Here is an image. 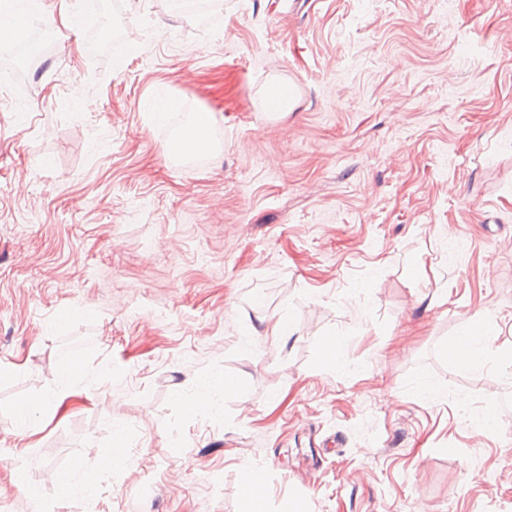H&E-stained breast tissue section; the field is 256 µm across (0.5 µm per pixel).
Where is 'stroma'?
Returning <instances> with one entry per match:
<instances>
[{
	"label": "stroma",
	"instance_id": "35a3bbf8",
	"mask_svg": "<svg viewBox=\"0 0 512 512\" xmlns=\"http://www.w3.org/2000/svg\"><path fill=\"white\" fill-rule=\"evenodd\" d=\"M222 3L18 25L54 39L0 95V512H32L21 472L47 512H247L246 467L265 512H512V425L478 427L512 405V0ZM275 81L300 88L280 117ZM198 112L211 149L172 162ZM478 319L476 371L444 348ZM214 374L234 387L187 408ZM69 471L93 499L52 500ZM79 375L75 367H69L62 371L55 372L52 383L47 394L37 399H27L18 402L13 409V414L17 427L22 431L31 429L32 416L35 411L40 410L47 405H53L57 408L62 401L69 395L74 380ZM255 472L253 468L247 467L242 471L241 475V489L242 496L251 512H259L262 502L266 496V488L255 487Z\"/></svg>",
	"mask_w": 512,
	"mask_h": 512
}]
</instances>
